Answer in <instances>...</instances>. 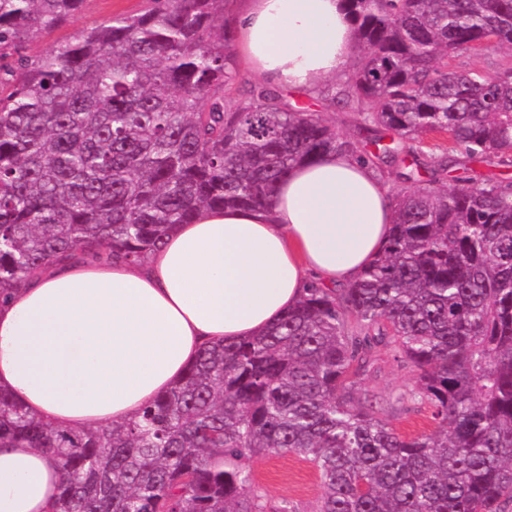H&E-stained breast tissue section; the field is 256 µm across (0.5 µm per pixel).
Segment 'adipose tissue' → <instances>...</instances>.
<instances>
[{
	"label": "adipose tissue",
	"instance_id": "obj_1",
	"mask_svg": "<svg viewBox=\"0 0 512 512\" xmlns=\"http://www.w3.org/2000/svg\"><path fill=\"white\" fill-rule=\"evenodd\" d=\"M228 21L244 68L290 90L317 91L353 53L341 0H236ZM393 219L384 180L328 152L264 208L208 210L144 262L56 263L0 301V388L60 428L134 420L203 347L273 327L311 285L354 282ZM60 480L40 449L0 447V512H53Z\"/></svg>",
	"mask_w": 512,
	"mask_h": 512
}]
</instances>
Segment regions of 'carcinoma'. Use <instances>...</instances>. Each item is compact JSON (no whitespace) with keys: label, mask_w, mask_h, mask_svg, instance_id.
Wrapping results in <instances>:
<instances>
[{"label":"carcinoma","mask_w":512,"mask_h":512,"mask_svg":"<svg viewBox=\"0 0 512 512\" xmlns=\"http://www.w3.org/2000/svg\"><path fill=\"white\" fill-rule=\"evenodd\" d=\"M85 0H0V297L79 256L140 263L175 224L262 208L328 151L420 176L393 198L381 252L353 283L311 286L262 336L200 353L140 419L51 426L0 390V447L61 469L58 512H296L255 487L252 459L295 454L319 512H504L512 503V182L469 175L512 158V63L459 72L455 54L512 50V0H343L357 61L326 85L368 137L346 139L277 86L238 79L226 0H149L38 54L26 45ZM238 99L229 110L226 100ZM462 175L439 183L448 163ZM383 348L413 386L362 389ZM405 403L433 428L400 433Z\"/></svg>","instance_id":"carcinoma-1"}]
</instances>
